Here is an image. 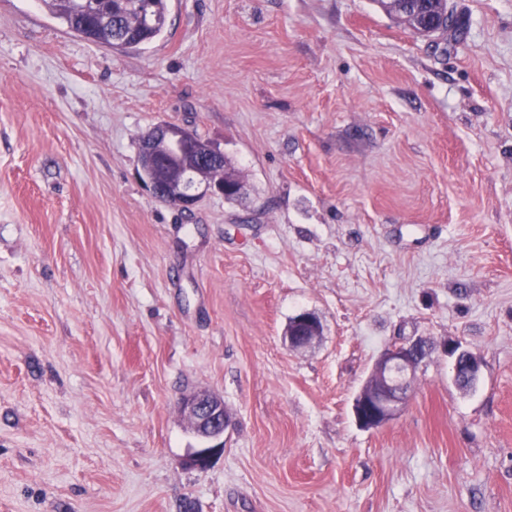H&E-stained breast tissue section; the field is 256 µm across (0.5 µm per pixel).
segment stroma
<instances>
[{
  "label": "stroma",
  "instance_id": "obj_1",
  "mask_svg": "<svg viewBox=\"0 0 512 512\" xmlns=\"http://www.w3.org/2000/svg\"><path fill=\"white\" fill-rule=\"evenodd\" d=\"M450 2L448 50L375 0H168L121 52L0 0V512H512V0ZM162 122L244 195L155 200ZM400 337L434 348L361 428ZM173 144L180 147L191 144L197 153L198 169L206 171L208 167L217 168L220 165L228 168L231 164L220 148L206 140H196L186 128L168 123L154 126L140 142V165H157V148L161 145ZM322 334L319 317L310 311L296 314L288 323L285 338L291 347L298 348L311 344ZM431 349L425 340L402 337L381 352L353 400L354 417L361 428H378L403 411L411 381ZM478 359L475 355L467 351H461L457 354L454 362V378L459 382V377L466 376L469 381H475L478 374ZM461 387H472L469 382L460 381ZM194 433L209 443L197 448L186 460L185 465L198 471H206L214 458L224 449V432L229 424L224 401L206 391L195 392L182 402Z\"/></svg>",
  "mask_w": 512,
  "mask_h": 512
}]
</instances>
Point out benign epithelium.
Instances as JSON below:
<instances>
[{"label":"benign epithelium","instance_id":"benign-epithelium-1","mask_svg":"<svg viewBox=\"0 0 512 512\" xmlns=\"http://www.w3.org/2000/svg\"><path fill=\"white\" fill-rule=\"evenodd\" d=\"M172 144L193 146L197 153L198 168L189 169L176 181L148 180L152 195L164 202H173L185 211L192 210L207 194L238 198L245 193L244 183L235 175L224 176V181L212 179L204 173L209 167L224 164V153L206 140H196L186 128L168 123L154 126L140 142V163L157 165V148ZM322 334L319 317L310 312L296 314L288 323L285 338L294 348L311 344ZM432 345L422 339L400 338L385 348L376 359L372 372L353 400V413L358 425L375 429L395 419L405 408L411 381ZM457 353L454 378L477 379L478 359L467 351ZM194 433L208 442L196 449L185 465L198 471L207 470L214 458L224 449V432L229 424L224 401L206 391L195 392L182 402Z\"/></svg>","mask_w":512,"mask_h":512}]
</instances>
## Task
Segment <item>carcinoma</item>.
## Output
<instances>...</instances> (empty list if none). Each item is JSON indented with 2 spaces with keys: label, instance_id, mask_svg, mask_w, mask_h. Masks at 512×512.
Instances as JSON below:
<instances>
[{
  "label": "carcinoma",
  "instance_id": "obj_1",
  "mask_svg": "<svg viewBox=\"0 0 512 512\" xmlns=\"http://www.w3.org/2000/svg\"><path fill=\"white\" fill-rule=\"evenodd\" d=\"M69 31L111 49L128 50L161 36L166 27L167 0H43ZM402 16L420 11L440 17L448 13V0H402Z\"/></svg>",
  "mask_w": 512,
  "mask_h": 512
}]
</instances>
